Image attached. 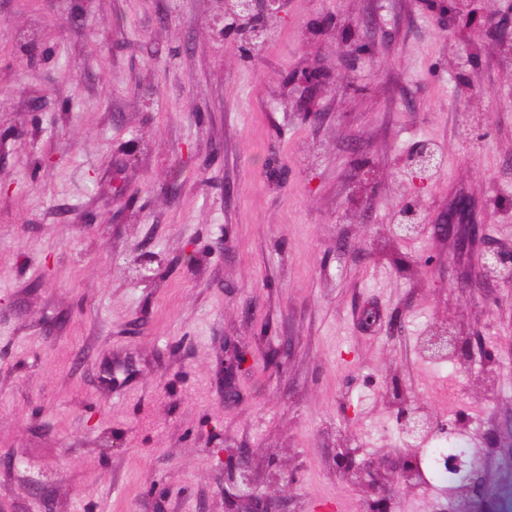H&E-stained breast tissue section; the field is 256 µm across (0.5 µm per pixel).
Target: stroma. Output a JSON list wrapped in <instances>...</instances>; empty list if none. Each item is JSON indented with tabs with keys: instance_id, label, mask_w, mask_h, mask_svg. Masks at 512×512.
I'll return each instance as SVG.
<instances>
[{
	"instance_id": "stroma-1",
	"label": "stroma",
	"mask_w": 512,
	"mask_h": 512,
	"mask_svg": "<svg viewBox=\"0 0 512 512\" xmlns=\"http://www.w3.org/2000/svg\"><path fill=\"white\" fill-rule=\"evenodd\" d=\"M445 2L286 0L250 59L222 0H0V512H363L379 487L388 512H501L512 277L478 260L512 248V0H475L462 72ZM461 198L457 237L393 235ZM447 326L468 354L430 358ZM403 403L447 431L405 447ZM459 441L476 474L439 486ZM439 155L427 141H419L405 159L407 170L414 176H426L439 166ZM224 353L227 356L224 365V403L230 405L238 400L237 374L244 360L245 351L233 337H225Z\"/></svg>"
}]
</instances>
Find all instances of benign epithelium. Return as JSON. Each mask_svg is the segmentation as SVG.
Returning <instances> with one entry per match:
<instances>
[{"mask_svg": "<svg viewBox=\"0 0 512 512\" xmlns=\"http://www.w3.org/2000/svg\"><path fill=\"white\" fill-rule=\"evenodd\" d=\"M230 7L218 23V31L226 44L239 46L248 44L258 49L268 30L269 20L283 12V0H228ZM407 170L414 176H424L439 166V155L427 141H420L405 159ZM432 230L441 238L456 233L455 212H445L431 221L426 214L413 206L403 209L397 222L400 236L409 237L424 230ZM480 267L487 273L512 269V250H488L480 255ZM425 349L433 357H444L448 353L461 354L464 351L462 337L451 328H443L426 337ZM224 403L233 404L238 400L237 374L244 360L245 351L232 337L224 339ZM397 428L404 443L412 445L428 435L435 427L434 422L420 410L407 404L400 406L396 418ZM246 512H281L279 505L262 495L253 494L248 499Z\"/></svg>", "mask_w": 512, "mask_h": 512, "instance_id": "7a95c632", "label": "benign epithelium"}]
</instances>
